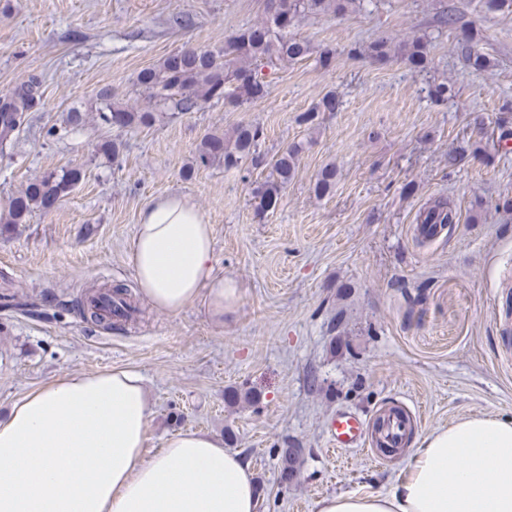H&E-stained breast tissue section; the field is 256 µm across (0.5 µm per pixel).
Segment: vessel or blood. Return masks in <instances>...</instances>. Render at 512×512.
<instances>
[{
    "instance_id": "1",
    "label": "vessel or blood",
    "mask_w": 512,
    "mask_h": 512,
    "mask_svg": "<svg viewBox=\"0 0 512 512\" xmlns=\"http://www.w3.org/2000/svg\"><path fill=\"white\" fill-rule=\"evenodd\" d=\"M411 429V418L404 408H389L374 421L353 412H341L332 419L329 444L332 449L401 448Z\"/></svg>"
}]
</instances>
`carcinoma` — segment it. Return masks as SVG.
<instances>
[{
    "label": "carcinoma",
    "instance_id": "1",
    "mask_svg": "<svg viewBox=\"0 0 512 512\" xmlns=\"http://www.w3.org/2000/svg\"><path fill=\"white\" fill-rule=\"evenodd\" d=\"M357 0H278L276 13L268 14L266 21L247 27L224 42L218 50L183 47L168 54L157 66L142 70L138 84L147 97L155 101V108L173 112H197L208 102H222L237 110L246 104L260 102L268 95L269 81L263 69L270 70L283 62L303 61L311 54L309 42L294 33L298 23L309 15H346L356 7ZM462 49L475 69L487 65V59L475 49L473 31H463ZM353 57L372 61L396 59L415 69L429 66L427 44L421 37L394 42L391 37H380L366 46L350 49ZM40 80L31 76L19 88L0 99V156L8 154L14 145L15 134L27 124L29 112L38 105L36 99ZM339 107L335 92L329 91L310 110L300 116V122L312 123L321 112H334ZM102 120L118 128L133 125L148 126L154 120L151 111L135 112L107 105ZM261 130L242 124L230 134H208L195 159L196 166L209 167L224 164V168H238L246 162L262 166L265 158L257 153ZM301 145L292 144L268 164L269 178L255 189L256 211L263 214L277 206L282 192L294 176ZM79 167H66L43 174L28 183L23 191L13 196L8 204L5 222L0 228L25 223L34 211L49 212L82 181ZM416 223L431 226L426 237L438 235V230L458 223L457 211L444 199L426 204ZM125 308L121 315L125 322L136 323L143 314L131 289L123 285L103 283L86 290L79 301L83 318L94 324L103 323L101 308L104 302ZM301 455L299 448L282 452V473L290 479L295 463Z\"/></svg>",
    "mask_w": 512,
    "mask_h": 512
}]
</instances>
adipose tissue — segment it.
<instances>
[{
  "mask_svg": "<svg viewBox=\"0 0 512 512\" xmlns=\"http://www.w3.org/2000/svg\"><path fill=\"white\" fill-rule=\"evenodd\" d=\"M212 256V227L187 197L141 211L131 260L152 307L177 314L199 302L223 323L239 292ZM152 413L130 369L32 390L0 419V512H256L249 464L218 437L177 432L147 454ZM317 512H512V420L470 417L434 430L388 491L330 496Z\"/></svg>",
  "mask_w": 512,
  "mask_h": 512,
  "instance_id": "obj_1",
  "label": "adipose tissue"
}]
</instances>
